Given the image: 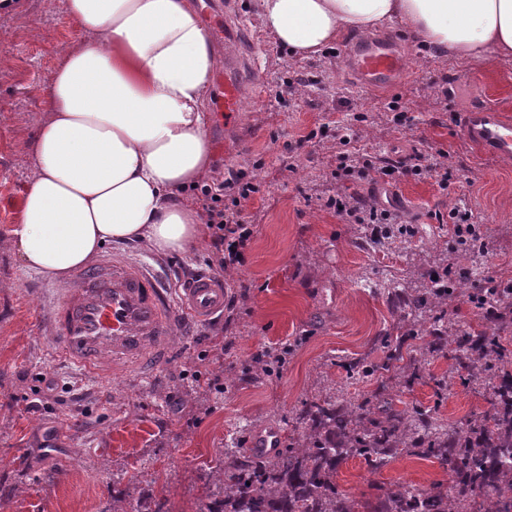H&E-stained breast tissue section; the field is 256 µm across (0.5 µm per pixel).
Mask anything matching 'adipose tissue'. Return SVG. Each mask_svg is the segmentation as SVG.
<instances>
[{
  "mask_svg": "<svg viewBox=\"0 0 512 512\" xmlns=\"http://www.w3.org/2000/svg\"><path fill=\"white\" fill-rule=\"evenodd\" d=\"M83 34L54 74L49 115L10 241L23 265L62 278L110 241L190 250L201 217L182 193L209 172L205 99L217 57L191 0H67ZM291 56L396 23L437 52L512 57V0H256Z\"/></svg>",
  "mask_w": 512,
  "mask_h": 512,
  "instance_id": "1",
  "label": "adipose tissue"
}]
</instances>
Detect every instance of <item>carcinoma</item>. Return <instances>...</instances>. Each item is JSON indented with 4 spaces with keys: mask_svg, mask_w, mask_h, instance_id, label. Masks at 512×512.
I'll return each mask as SVG.
<instances>
[{
    "mask_svg": "<svg viewBox=\"0 0 512 512\" xmlns=\"http://www.w3.org/2000/svg\"><path fill=\"white\" fill-rule=\"evenodd\" d=\"M400 296L404 316L419 329L387 339L383 362L361 367L377 383L372 394L358 404L310 400L299 414L302 434L272 455L224 449L198 512H512V343L503 336L512 329V302L493 288L478 294L476 309L489 328L450 339L444 305L454 292L431 285ZM409 340L423 355L451 352L465 383L491 376L489 408L455 424L442 422L436 406L394 408L389 384ZM401 455L438 463L450 485L405 484L358 504L336 483L350 458L379 470Z\"/></svg>",
    "mask_w": 512,
    "mask_h": 512,
    "instance_id": "1",
    "label": "carcinoma"
}]
</instances>
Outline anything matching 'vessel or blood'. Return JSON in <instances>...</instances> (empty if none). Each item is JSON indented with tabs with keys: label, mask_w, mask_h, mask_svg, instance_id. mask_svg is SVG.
Instances as JSON below:
<instances>
[{
	"label": "vessel or blood",
	"mask_w": 512,
	"mask_h": 512,
	"mask_svg": "<svg viewBox=\"0 0 512 512\" xmlns=\"http://www.w3.org/2000/svg\"><path fill=\"white\" fill-rule=\"evenodd\" d=\"M215 32L224 35L226 64L217 72L213 109H243L242 77L236 65V37L218 12H210ZM344 58L366 88H387L404 63L383 41H349ZM464 134L479 148L512 158V122L491 105L468 112ZM224 279L197 273L184 288H173L152 265L112 253L78 271L48 313L60 356L81 371L107 380L120 368L146 371L163 361L175 328L184 322L205 325L224 310Z\"/></svg>",
	"instance_id": "1"
}]
</instances>
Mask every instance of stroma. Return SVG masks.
Segmentation results:
<instances>
[{
  "instance_id": "35a3bbf8",
  "label": "stroma",
  "mask_w": 512,
  "mask_h": 512,
  "mask_svg": "<svg viewBox=\"0 0 512 512\" xmlns=\"http://www.w3.org/2000/svg\"><path fill=\"white\" fill-rule=\"evenodd\" d=\"M18 3L0 11V512H102L118 493L138 512L157 503L196 512L208 467L225 449L250 448L265 427L284 438L300 433L298 414L312 398L368 396L372 384L351 365L378 361L385 336L409 327L395 291L429 285L443 268L452 285L512 280V160L477 150L462 132L465 114L483 103L512 116V57L451 60L400 27L381 28L372 38L396 43L406 73L392 88L367 89L342 60L352 33L321 58L299 60L262 30L254 0H232L243 24L241 61L256 62L257 80L246 86L240 119L211 113L212 165L244 170L263 186L244 208L256 220L246 262L224 275L236 305L217 325L175 337L171 358L151 376L128 368L106 382L87 377L58 355L44 324L43 275L9 245L33 169L29 145L48 112L46 89L83 35L66 0ZM287 83L294 92L280 94ZM396 96L411 128L395 127L385 109ZM338 133L379 157L446 154L459 177L444 191L430 177L392 188L359 183L377 202L394 201L400 217L387 239H373L367 225L340 223L321 205L340 187L330 176ZM306 134L311 142L300 143ZM456 207L478 217L476 237L464 243L438 221ZM115 250L154 265L172 286L209 256L204 234L179 268L144 240L111 241L100 252ZM454 369L447 353L405 369L390 385L396 407L435 405L449 424L487 410L492 380L465 385ZM434 375L454 380L440 402ZM31 401L39 410H28ZM39 432L58 444L55 454L35 448ZM446 478L438 464L405 455L375 473L351 458L336 474L359 502Z\"/></svg>"
}]
</instances>
